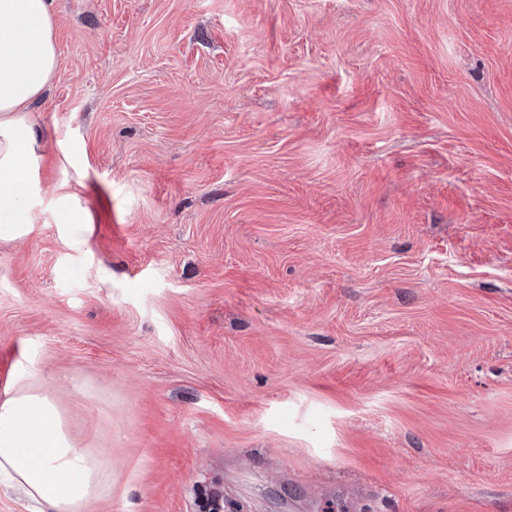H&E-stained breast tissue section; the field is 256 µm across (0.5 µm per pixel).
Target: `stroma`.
Segmentation results:
<instances>
[{
    "label": "stroma",
    "instance_id": "obj_1",
    "mask_svg": "<svg viewBox=\"0 0 512 512\" xmlns=\"http://www.w3.org/2000/svg\"><path fill=\"white\" fill-rule=\"evenodd\" d=\"M54 36L0 395L104 463L87 512H512V0H55Z\"/></svg>",
    "mask_w": 512,
    "mask_h": 512
}]
</instances>
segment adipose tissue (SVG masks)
<instances>
[{"label": "adipose tissue", "instance_id": "obj_1", "mask_svg": "<svg viewBox=\"0 0 512 512\" xmlns=\"http://www.w3.org/2000/svg\"><path fill=\"white\" fill-rule=\"evenodd\" d=\"M54 0H0V224L18 232L36 223V171L42 131L30 112L58 65ZM0 487L37 512H83L109 489L99 460L63 433L47 398L0 402Z\"/></svg>", "mask_w": 512, "mask_h": 512}]
</instances>
